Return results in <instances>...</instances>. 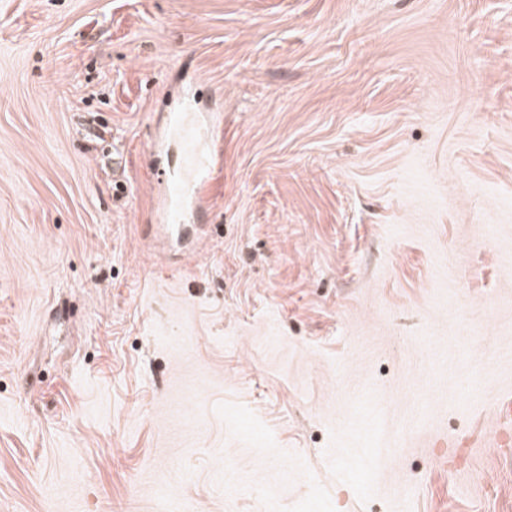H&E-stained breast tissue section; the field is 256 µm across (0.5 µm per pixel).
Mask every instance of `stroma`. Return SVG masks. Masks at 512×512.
<instances>
[{"mask_svg":"<svg viewBox=\"0 0 512 512\" xmlns=\"http://www.w3.org/2000/svg\"><path fill=\"white\" fill-rule=\"evenodd\" d=\"M511 404L512 0H0V512H512ZM184 116L174 117V135L182 146V163L173 174L165 172L158 177L155 210L159 235L177 241L189 213L200 212L207 204L206 187L219 164V148L211 152L206 141L197 136V129L184 125Z\"/></svg>","mask_w":512,"mask_h":512,"instance_id":"1","label":"stroma"}]
</instances>
